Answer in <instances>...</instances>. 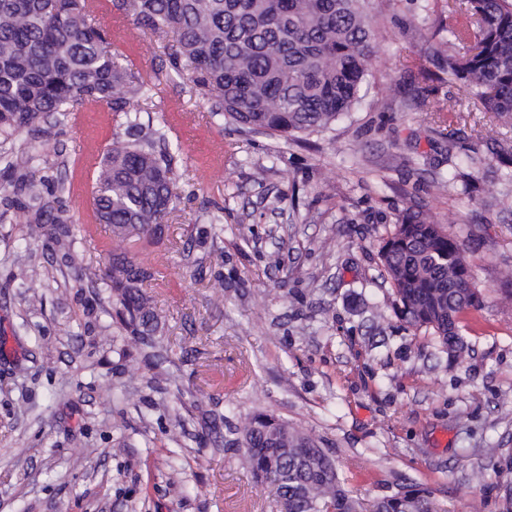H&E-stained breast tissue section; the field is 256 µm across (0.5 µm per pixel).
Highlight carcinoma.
<instances>
[{"label": "carcinoma", "mask_w": 512, "mask_h": 512, "mask_svg": "<svg viewBox=\"0 0 512 512\" xmlns=\"http://www.w3.org/2000/svg\"><path fill=\"white\" fill-rule=\"evenodd\" d=\"M132 19L134 39L172 36L174 64L213 100L212 117L272 136L329 129L359 103L376 37L374 0H113ZM455 23L436 26L428 57L448 81L472 95L474 112L512 124V0H445ZM93 0H0V222L23 218L39 235L66 248V266L109 291L128 342L165 351L164 331L145 284L153 267L131 256L132 242L154 243V227L176 209L180 147L166 120L144 123L131 98H151L131 69L106 49ZM90 101H110L120 116L112 143L95 169L96 221L112 226L104 266L84 261L81 229L46 197L53 178L26 171L44 160L16 136L64 126ZM379 259L396 311L415 330L438 336L461 354V320L482 306L459 287L471 268L460 241L419 211L405 213L383 239ZM21 287L42 294L39 274L23 270ZM224 443L238 447L256 482L272 486L288 512H437L422 489L374 501L351 497L336 461L310 436L270 413L243 427L225 425Z\"/></svg>", "instance_id": "obj_1"}]
</instances>
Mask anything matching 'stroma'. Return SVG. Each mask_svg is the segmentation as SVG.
I'll use <instances>...</instances> for the list:
<instances>
[{
	"mask_svg": "<svg viewBox=\"0 0 512 512\" xmlns=\"http://www.w3.org/2000/svg\"><path fill=\"white\" fill-rule=\"evenodd\" d=\"M439 2L383 0L359 108L288 141L212 119L161 42L141 47L112 6L98 13L108 50L153 85L150 114L181 146L177 209L140 255L161 273L151 292L167 361L159 374L127 350L104 290L56 245L0 223V512H281L241 454L208 436L222 415L241 424L258 411L319 440L364 503L418 485L439 512H501L512 481V306L499 300L512 287V165L496 151L512 127L470 111L444 79L417 88L429 109L457 97L454 137L429 109L404 107L407 65L434 66L437 17L424 6ZM116 125L100 101L63 129L19 138L63 179L73 224H94L79 248L100 265L112 229L94 222L82 156L102 153ZM410 210L462 243L484 296L464 321L463 358L394 311L378 250ZM215 215L224 237L207 256L195 235ZM23 267L45 280L40 300L21 288Z\"/></svg>",
	"mask_w": 512,
	"mask_h": 512,
	"instance_id": "stroma-1",
	"label": "stroma"
}]
</instances>
